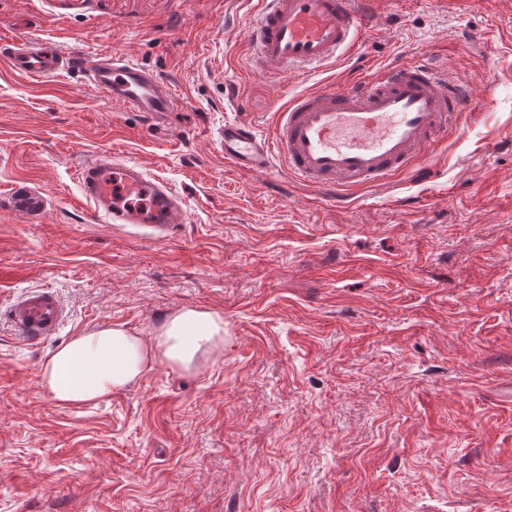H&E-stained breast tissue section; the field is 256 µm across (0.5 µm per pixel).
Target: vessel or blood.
<instances>
[{
    "label": "vessel or blood",
    "instance_id": "b4317fda",
    "mask_svg": "<svg viewBox=\"0 0 512 512\" xmlns=\"http://www.w3.org/2000/svg\"><path fill=\"white\" fill-rule=\"evenodd\" d=\"M362 2L255 0L245 31L253 70L282 76L336 61L370 25ZM0 63L41 81L83 67L105 98L151 116L178 104L156 73L118 54L82 63L51 41L2 36ZM472 100L467 84L447 80L439 68L403 62L370 70L343 88L293 96L270 135H258L245 121L225 123L218 144L239 170L265 173L277 158L304 185L336 194L383 185L429 159L457 134V119ZM78 180L86 202L115 225L140 224L162 239L184 215L181 196L166 180L116 155L84 162ZM8 315L22 341L36 345L58 332L64 307L54 291L32 288L13 297Z\"/></svg>",
    "mask_w": 512,
    "mask_h": 512
}]
</instances>
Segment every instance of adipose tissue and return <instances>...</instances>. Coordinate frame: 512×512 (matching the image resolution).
Returning a JSON list of instances; mask_svg holds the SVG:
<instances>
[{
  "label": "adipose tissue",
  "instance_id": "adipose-tissue-1",
  "mask_svg": "<svg viewBox=\"0 0 512 512\" xmlns=\"http://www.w3.org/2000/svg\"><path fill=\"white\" fill-rule=\"evenodd\" d=\"M223 340V317L191 307L170 313L147 337L121 325H102L71 337L52 352L42 366L41 382L62 406L100 401L159 363L197 370Z\"/></svg>",
  "mask_w": 512,
  "mask_h": 512
}]
</instances>
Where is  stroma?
Listing matches in <instances>:
<instances>
[{"label":"stroma","mask_w":512,"mask_h":512,"mask_svg":"<svg viewBox=\"0 0 512 512\" xmlns=\"http://www.w3.org/2000/svg\"><path fill=\"white\" fill-rule=\"evenodd\" d=\"M365 2L349 55L271 77L249 66V0H0V35L123 54L179 100L146 117L81 71L0 65V512H512V0ZM403 61L473 102L386 186L337 203L281 161H225V121L268 135L291 95ZM113 154L183 198L164 240L83 202L80 164ZM26 288L67 311L37 346L4 316ZM182 307L224 318L199 372L160 365L85 407L42 386L71 336H146Z\"/></svg>","instance_id":"stroma-1"}]
</instances>
